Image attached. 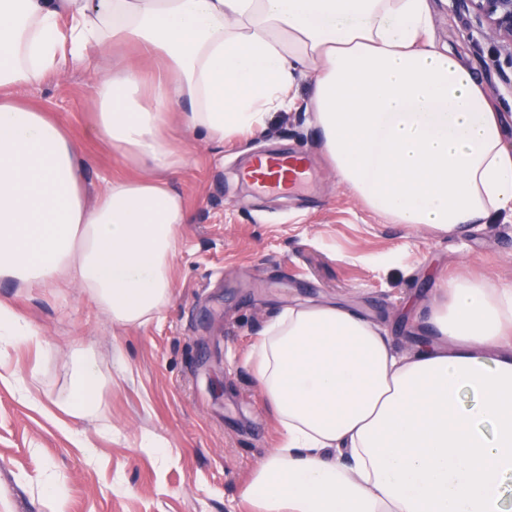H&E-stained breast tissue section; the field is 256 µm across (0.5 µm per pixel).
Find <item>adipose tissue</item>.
I'll use <instances>...</instances> for the list:
<instances>
[{
	"label": "adipose tissue",
	"instance_id": "adipose-tissue-1",
	"mask_svg": "<svg viewBox=\"0 0 512 512\" xmlns=\"http://www.w3.org/2000/svg\"><path fill=\"white\" fill-rule=\"evenodd\" d=\"M429 0H0V281L78 288L114 327L170 302L186 213L168 135L220 143L262 127L311 78V112L340 184L397 224L463 236L512 205V145L487 85L430 37ZM133 43L163 60L145 85L115 66L94 80L95 132L136 167L88 201L89 159L67 128L15 94ZM427 334L400 353L361 310L284 307L249 357L281 444L241 490L253 512H507L512 480V289L460 276L415 305ZM35 344L0 302V351ZM53 406L104 418L111 380L70 352Z\"/></svg>",
	"mask_w": 512,
	"mask_h": 512
}]
</instances>
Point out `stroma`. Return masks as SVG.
I'll return each mask as SVG.
<instances>
[{
  "label": "stroma",
  "instance_id": "35a3bbf8",
  "mask_svg": "<svg viewBox=\"0 0 512 512\" xmlns=\"http://www.w3.org/2000/svg\"><path fill=\"white\" fill-rule=\"evenodd\" d=\"M431 10L434 41L488 85L512 143V86L499 75L493 42L455 0H431ZM91 83L88 69L67 68L20 94L66 125L90 159L85 178L94 192L113 174L137 171L96 137L86 107ZM183 146L190 163L174 186L187 222L174 295L148 325L113 328L72 287L21 291L0 281V301L14 305L41 339L66 350L93 348L112 373L105 396L112 433L86 426L92 457L0 384V512H49L48 474L66 512H248L242 485L280 441L248 357L277 311L296 301L351 304L406 349L414 342L407 305L425 302L438 278L471 273L512 288V213L460 239L391 223L339 183L305 110L270 113L262 133L221 145L198 136ZM268 152L310 156V188L255 192L241 172ZM0 366L22 367L49 393L69 381L65 357L46 358L32 346L0 352ZM146 433L165 445L166 458L141 448Z\"/></svg>",
  "mask_w": 512,
  "mask_h": 512
}]
</instances>
